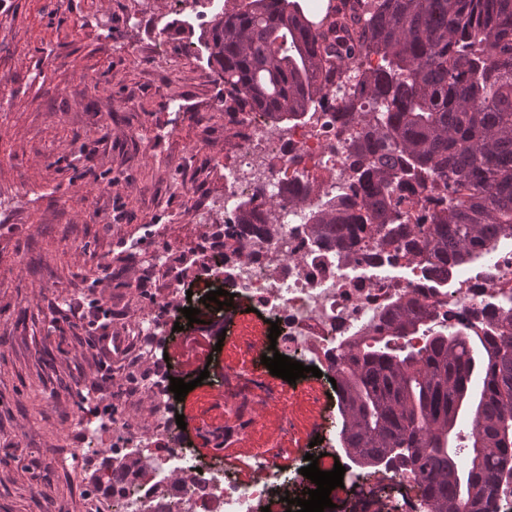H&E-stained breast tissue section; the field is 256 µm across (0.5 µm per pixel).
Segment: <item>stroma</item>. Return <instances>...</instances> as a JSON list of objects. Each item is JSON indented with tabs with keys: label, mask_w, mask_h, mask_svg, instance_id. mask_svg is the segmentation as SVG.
Masks as SVG:
<instances>
[{
	"label": "stroma",
	"mask_w": 512,
	"mask_h": 512,
	"mask_svg": "<svg viewBox=\"0 0 512 512\" xmlns=\"http://www.w3.org/2000/svg\"><path fill=\"white\" fill-rule=\"evenodd\" d=\"M239 0H0V512H112L91 502L89 481L107 447V411L132 424L145 399L119 393L131 363L107 356L89 327L92 303L123 320L127 336L142 309L133 283L152 265L150 244L185 265L191 307L210 290L205 266L186 262L203 227L193 194L213 196L224 222V158L234 138L224 115L238 111L205 48V19ZM255 312H240L235 337L165 330L152 359L194 382L183 401L185 443L204 456L221 448L239 473L249 450L280 441L281 411L261 409L257 430L220 444L213 410L225 360L246 362L244 343L267 339ZM207 379H200L201 371ZM324 385L290 399L293 445H305ZM85 402H78V394ZM91 413L87 455L71 451Z\"/></svg>",
	"instance_id": "1"
}]
</instances>
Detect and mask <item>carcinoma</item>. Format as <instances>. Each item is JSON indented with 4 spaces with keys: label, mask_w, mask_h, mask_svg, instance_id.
<instances>
[{
    "label": "carcinoma",
    "mask_w": 512,
    "mask_h": 512,
    "mask_svg": "<svg viewBox=\"0 0 512 512\" xmlns=\"http://www.w3.org/2000/svg\"><path fill=\"white\" fill-rule=\"evenodd\" d=\"M206 45L228 92L274 121L335 93L362 123L349 146L360 215L341 198L309 208L314 242L344 251L360 230L382 242L400 231L446 274L512 239V0H336L317 21L298 0H243L214 17ZM408 180L447 204L408 223ZM385 329L339 352L341 446L363 467L413 474L425 512H496L512 480V307L458 332L401 302ZM121 442L86 494L138 469Z\"/></svg>",
    "instance_id": "1"
}]
</instances>
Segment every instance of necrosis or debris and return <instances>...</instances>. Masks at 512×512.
<instances>
[{"instance_id": "necrosis-or-debris-1", "label": "necrosis or debris", "mask_w": 512, "mask_h": 512, "mask_svg": "<svg viewBox=\"0 0 512 512\" xmlns=\"http://www.w3.org/2000/svg\"><path fill=\"white\" fill-rule=\"evenodd\" d=\"M226 127L236 140L234 161L224 169V262L209 270L216 286L232 294L233 306L213 312L210 330L237 317L236 303L248 301L262 320L277 322L275 346L261 344L249 368L224 363V421L229 437L255 429L253 405L282 406L284 381L262 364L270 348L306 365L318 367L323 378L336 375L337 350L382 333L384 316L395 304L410 299L428 306L436 324L455 329L478 325L485 312L512 300V244L492 247L491 260H477L442 276L414 251L380 242L362 243L338 253L311 245L305 210L277 209L271 230H242L243 211L265 214L270 198L285 194L299 179H308L306 199L317 205L345 191L351 180L347 146L359 132L340 126L335 111L313 112L299 124L280 129L267 113L229 112ZM339 395L323 401L309 434L312 449H255L248 479L217 457L204 458L187 448L178 431L167 424L165 402H158L153 427L128 434L123 420L112 422L117 434H128L130 451L147 458L145 472L125 479L112 500L119 512H287L282 493L301 496L312 483L302 475L305 454L318 458L323 471L348 463L331 435ZM294 459L285 470L282 456ZM355 512H424L412 475L401 469H377L364 475L346 471Z\"/></svg>"}]
</instances>
